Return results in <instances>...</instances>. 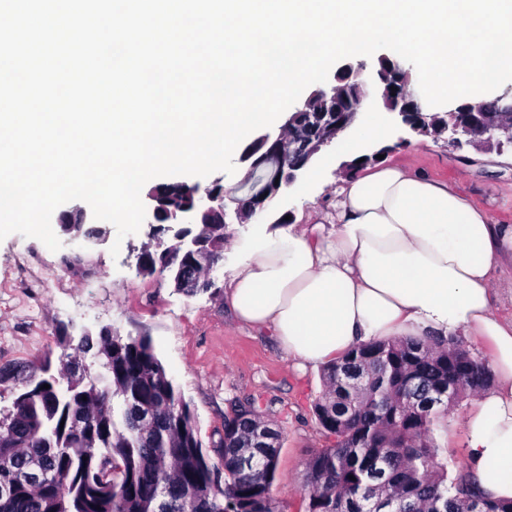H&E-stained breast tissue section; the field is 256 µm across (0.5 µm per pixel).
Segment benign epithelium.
Masks as SVG:
<instances>
[{"label": "benign epithelium", "mask_w": 512, "mask_h": 512, "mask_svg": "<svg viewBox=\"0 0 512 512\" xmlns=\"http://www.w3.org/2000/svg\"><path fill=\"white\" fill-rule=\"evenodd\" d=\"M345 67L354 79L358 100L366 99L365 82L361 80L366 71V63L349 62ZM378 85L386 109L383 113L384 124L391 130L404 133L400 137L403 144L410 143L407 135L430 126L436 137L453 146L462 144L461 137L464 136L470 144L477 137L484 146L498 151L512 147V137L503 133L497 120L499 115L512 114V91L498 96L490 111L480 108L479 101L471 103L469 111L483 116L479 126L474 127L456 104L448 108L443 119L438 120L434 114L428 116L421 111L410 112L403 104L390 102L389 81L381 76L378 77ZM357 117L356 109L351 112L342 110L336 97V86L332 85L327 91H314L300 108L286 118L278 134L267 132L258 136L255 142L268 146V149L257 156L248 147L239 157L240 162L248 164L245 179L239 184V190L244 192V196L234 200L235 214L240 223H267L281 190L292 187L305 176L321 150L335 143L336 138L346 132ZM226 197L227 192L220 178L205 186L197 183L188 194V200L168 213V219L162 227L158 217L160 210L167 205V195L155 186L149 193L151 204L146 220L150 224V235L161 246L164 245L162 236L168 233L188 245L192 238L189 230L195 228V225L226 223ZM88 219V210L77 205L61 211L57 223L85 224Z\"/></svg>", "instance_id": "benign-epithelium-1"}]
</instances>
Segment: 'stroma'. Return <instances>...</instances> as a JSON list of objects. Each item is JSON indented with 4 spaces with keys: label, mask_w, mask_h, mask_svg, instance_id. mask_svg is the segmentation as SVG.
I'll return each instance as SVG.
<instances>
[{
    "label": "stroma",
    "mask_w": 512,
    "mask_h": 512,
    "mask_svg": "<svg viewBox=\"0 0 512 512\" xmlns=\"http://www.w3.org/2000/svg\"><path fill=\"white\" fill-rule=\"evenodd\" d=\"M425 177L453 186L484 209L494 223L512 226V151L453 148L429 134L410 144L391 145L385 155ZM349 172L334 148L321 151L315 174L282 191L276 215L306 223L309 215L336 198ZM102 241L87 244L61 235L50 251L41 241L14 233L0 240V369H36L58 350L61 329L109 325L121 334L145 333L189 403L203 444L224 432L229 399H253L282 432L272 496L284 512H304V472L310 451L328 440L311 407L322 385L321 369H295L272 336L240 326L224 305L221 286L263 230L260 224L230 222L218 264L220 283L189 296L168 281L135 271L145 231L117 239L112 224L101 223ZM118 254H111L112 244Z\"/></svg>",
    "instance_id": "35a3bbf8"
}]
</instances>
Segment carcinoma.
I'll return each mask as SVG.
<instances>
[{"label": "carcinoma", "mask_w": 512, "mask_h": 512, "mask_svg": "<svg viewBox=\"0 0 512 512\" xmlns=\"http://www.w3.org/2000/svg\"><path fill=\"white\" fill-rule=\"evenodd\" d=\"M197 233L205 251L177 242L165 260L147 250L137 273L208 291L205 263L223 258L224 225ZM60 347L0 409V485L48 473L0 496V512H283L271 495L280 432L254 400L228 401L215 462L149 335L64 330ZM491 381L455 336L372 341L325 367L312 410L330 444L307 458L304 512H512L469 475L448 476L451 405ZM448 393L452 404L432 405Z\"/></svg>", "instance_id": "carcinoma-1"}]
</instances>
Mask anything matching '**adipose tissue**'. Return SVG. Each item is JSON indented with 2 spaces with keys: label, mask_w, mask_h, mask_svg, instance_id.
Listing matches in <instances>:
<instances>
[{
  "label": "adipose tissue",
  "mask_w": 512,
  "mask_h": 512,
  "mask_svg": "<svg viewBox=\"0 0 512 512\" xmlns=\"http://www.w3.org/2000/svg\"><path fill=\"white\" fill-rule=\"evenodd\" d=\"M512 229L446 183L395 164L346 181L335 214L258 239L224 285L243 325L275 336L298 368L400 336L487 344L494 382L464 417L463 461L485 496L512 500V316L490 285Z\"/></svg>",
  "instance_id": "adipose-tissue-1"
}]
</instances>
